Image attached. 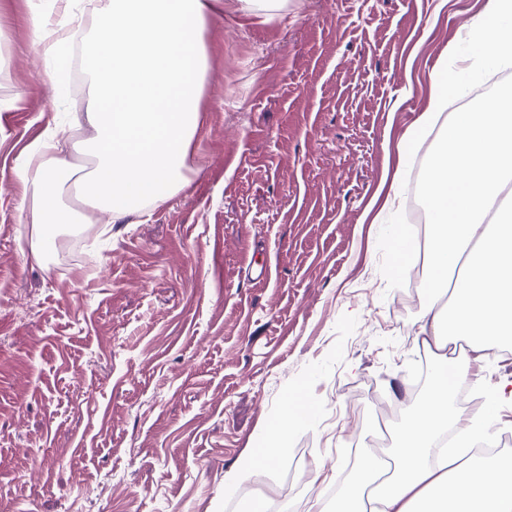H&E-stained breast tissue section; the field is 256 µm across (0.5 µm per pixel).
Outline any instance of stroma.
<instances>
[{
	"mask_svg": "<svg viewBox=\"0 0 512 512\" xmlns=\"http://www.w3.org/2000/svg\"><path fill=\"white\" fill-rule=\"evenodd\" d=\"M488 0H239L209 15L201 124L165 203L94 210L30 256L15 163L76 128L33 35L53 0H0V512H308L355 470L376 404L407 410L426 356V274H394L390 227L448 125L405 145L447 71L467 95L498 71L467 37ZM394 197L383 210L376 195ZM316 407L266 472L224 494L286 399Z\"/></svg>",
	"mask_w": 512,
	"mask_h": 512,
	"instance_id": "stroma-1",
	"label": "stroma"
}]
</instances>
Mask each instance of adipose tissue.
Masks as SVG:
<instances>
[{
	"label": "adipose tissue",
	"mask_w": 512,
	"mask_h": 512,
	"mask_svg": "<svg viewBox=\"0 0 512 512\" xmlns=\"http://www.w3.org/2000/svg\"><path fill=\"white\" fill-rule=\"evenodd\" d=\"M209 11L208 0H100L86 47L94 85L85 112L94 135L82 143L89 169L76 174L42 139L26 146L16 168L29 196L35 261L62 225L88 223V210L117 219L183 189L200 124L199 34ZM511 19L512 0H488L486 19L470 37L494 53L499 40L512 41ZM420 185L434 226L420 344L432 354L435 375L392 448L382 456L360 451L342 494L330 506L315 499V512H512V458L471 451L490 415L465 412L455 401L460 385L480 383L475 362L492 347L512 345V220L488 219L512 188V100L454 113ZM313 415L305 396L289 398L225 480V495L268 468ZM385 457L395 463L388 477Z\"/></svg>",
	"instance_id": "ef3b65f1"
}]
</instances>
